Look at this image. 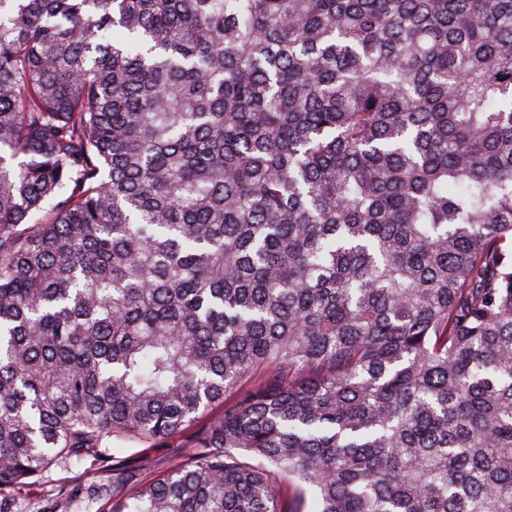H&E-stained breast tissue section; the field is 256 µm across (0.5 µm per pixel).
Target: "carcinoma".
Wrapping results in <instances>:
<instances>
[{
    "label": "carcinoma",
    "instance_id": "obj_1",
    "mask_svg": "<svg viewBox=\"0 0 512 512\" xmlns=\"http://www.w3.org/2000/svg\"><path fill=\"white\" fill-rule=\"evenodd\" d=\"M244 382L112 512H512V0H0V492Z\"/></svg>",
    "mask_w": 512,
    "mask_h": 512
}]
</instances>
